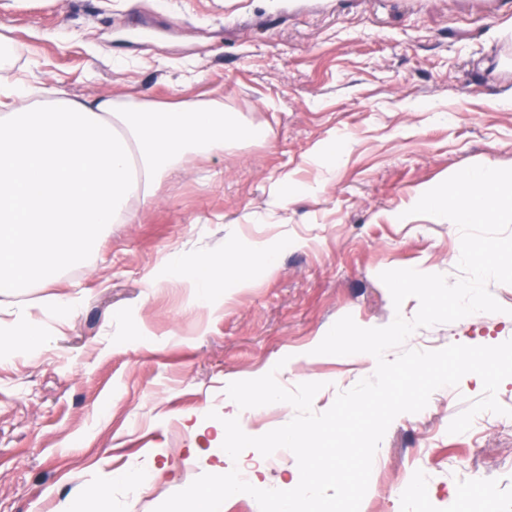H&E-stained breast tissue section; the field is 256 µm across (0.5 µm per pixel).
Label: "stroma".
<instances>
[{"mask_svg": "<svg viewBox=\"0 0 512 512\" xmlns=\"http://www.w3.org/2000/svg\"><path fill=\"white\" fill-rule=\"evenodd\" d=\"M0 33L15 70L70 97H216L267 132L186 164L53 281L0 289V323L24 310L46 330L36 351L0 348V512H87L81 479L154 512L208 472L227 385L283 358L278 383H321L313 409L327 410L372 375L359 355L315 354L331 326L418 311L413 297L394 307L380 273L460 277L458 228L411 214L414 191L474 164L512 168V0H0ZM340 135L331 167L316 150ZM227 246L252 282L214 283L209 301L168 266ZM488 289L502 312L417 329L406 348L512 339V285ZM74 295L72 313L48 312ZM482 392L464 378L397 416L360 512H512V378L497 391L505 414L448 431ZM294 415L274 403L240 426L260 436ZM134 469L158 474L137 498L120 482Z\"/></svg>", "mask_w": 512, "mask_h": 512, "instance_id": "35a3bbf8", "label": "stroma"}]
</instances>
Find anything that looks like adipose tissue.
<instances>
[{"label":"adipose tissue","instance_id":"ef3b65f1","mask_svg":"<svg viewBox=\"0 0 512 512\" xmlns=\"http://www.w3.org/2000/svg\"><path fill=\"white\" fill-rule=\"evenodd\" d=\"M41 94L32 101L23 79L0 83V287L81 263L102 229L135 223L179 168L260 135L215 99L77 100L57 85ZM185 275L203 300L215 282L250 281L228 256L201 257Z\"/></svg>","mask_w":512,"mask_h":512}]
</instances>
